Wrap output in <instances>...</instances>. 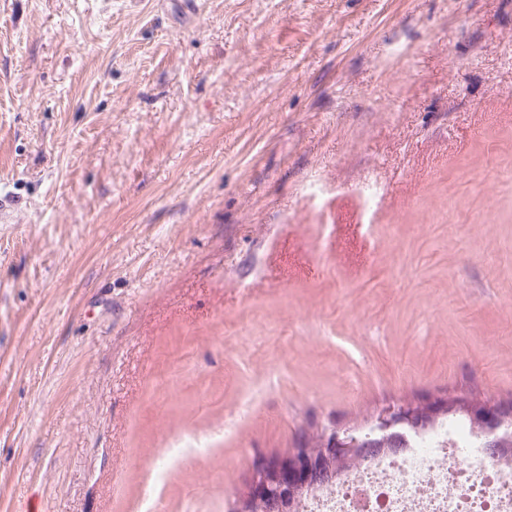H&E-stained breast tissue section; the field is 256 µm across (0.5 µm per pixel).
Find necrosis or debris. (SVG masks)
Returning a JSON list of instances; mask_svg holds the SVG:
<instances>
[{
    "label": "necrosis or debris",
    "mask_w": 512,
    "mask_h": 512,
    "mask_svg": "<svg viewBox=\"0 0 512 512\" xmlns=\"http://www.w3.org/2000/svg\"><path fill=\"white\" fill-rule=\"evenodd\" d=\"M462 419L404 432L314 487L299 512H512V454H488Z\"/></svg>",
    "instance_id": "obj_1"
}]
</instances>
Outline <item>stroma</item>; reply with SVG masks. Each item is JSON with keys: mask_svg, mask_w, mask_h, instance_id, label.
<instances>
[{"mask_svg": "<svg viewBox=\"0 0 512 512\" xmlns=\"http://www.w3.org/2000/svg\"><path fill=\"white\" fill-rule=\"evenodd\" d=\"M196 2L0 0V512L512 394V0ZM406 410L403 402H392L382 407L373 420L375 431L385 436L396 424L399 418H402Z\"/></svg>", "mask_w": 512, "mask_h": 512, "instance_id": "obj_1", "label": "stroma"}]
</instances>
